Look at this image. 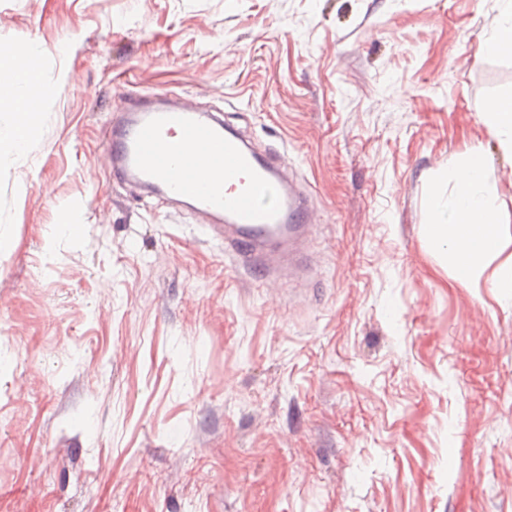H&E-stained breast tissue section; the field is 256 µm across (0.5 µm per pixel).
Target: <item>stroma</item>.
<instances>
[{"label":"stroma","mask_w":512,"mask_h":512,"mask_svg":"<svg viewBox=\"0 0 512 512\" xmlns=\"http://www.w3.org/2000/svg\"><path fill=\"white\" fill-rule=\"evenodd\" d=\"M500 0H0L36 45L0 145V512H512V296L457 283L427 200L485 152ZM168 92L277 148L309 278L116 181L103 128ZM2 49L15 51L9 54L11 67L7 73L0 74V142L11 143L17 150L26 147L35 125L36 117L32 118L29 112H20L26 103L36 102V93H43L39 83L36 57L38 51L34 47H27L19 52L17 46H4ZM23 71L24 84L19 85L11 81L15 72Z\"/></svg>","instance_id":"35a3bbf8"}]
</instances>
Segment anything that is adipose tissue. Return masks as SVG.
Wrapping results in <instances>:
<instances>
[{"instance_id":"1","label":"adipose tissue","mask_w":512,"mask_h":512,"mask_svg":"<svg viewBox=\"0 0 512 512\" xmlns=\"http://www.w3.org/2000/svg\"><path fill=\"white\" fill-rule=\"evenodd\" d=\"M36 48L10 54L9 72L0 74V142L24 149L36 120L23 106L35 102L41 85ZM492 169L482 151L466 154L450 194L433 193L429 235L448 257L453 278L468 288L512 294V234L503 228L506 202L494 190Z\"/></svg>"}]
</instances>
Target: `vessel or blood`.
<instances>
[{"label":"vessel or blood","instance_id":"1","mask_svg":"<svg viewBox=\"0 0 512 512\" xmlns=\"http://www.w3.org/2000/svg\"><path fill=\"white\" fill-rule=\"evenodd\" d=\"M103 136L113 176L224 217V247L243 265L265 272L298 265L312 239V211L276 155L183 97L160 107L131 100L126 120L106 125Z\"/></svg>","mask_w":512,"mask_h":512}]
</instances>
